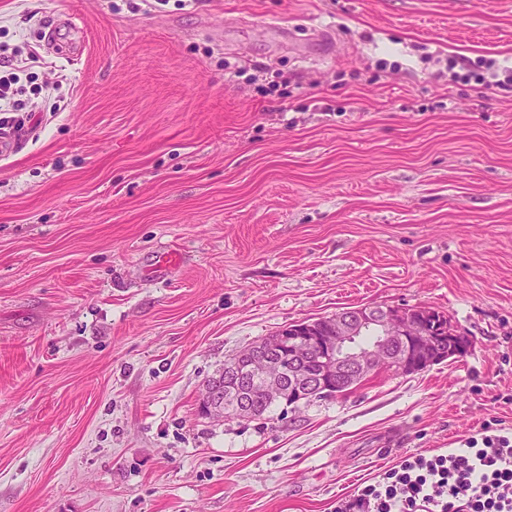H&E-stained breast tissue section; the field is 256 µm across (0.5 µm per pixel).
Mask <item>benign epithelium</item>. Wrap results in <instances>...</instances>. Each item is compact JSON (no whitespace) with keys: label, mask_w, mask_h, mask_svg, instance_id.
<instances>
[{"label":"benign epithelium","mask_w":512,"mask_h":512,"mask_svg":"<svg viewBox=\"0 0 512 512\" xmlns=\"http://www.w3.org/2000/svg\"><path fill=\"white\" fill-rule=\"evenodd\" d=\"M374 327L377 335L364 337ZM442 337L421 326L420 308L369 306L347 308L317 320L288 324L225 363L224 374L206 382L199 411L209 418H251V386L296 408L320 396L337 397L356 379L379 369L398 375L423 372L462 356L475 339L448 324V348Z\"/></svg>","instance_id":"7a95c632"}]
</instances>
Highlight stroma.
Returning a JSON list of instances; mask_svg holds the SVG:
<instances>
[{
    "label": "stroma",
    "mask_w": 512,
    "mask_h": 512,
    "mask_svg": "<svg viewBox=\"0 0 512 512\" xmlns=\"http://www.w3.org/2000/svg\"><path fill=\"white\" fill-rule=\"evenodd\" d=\"M31 52L0 154V512H335L512 434V90L448 73L512 68V0H0V78ZM367 305L476 345L199 414L239 352Z\"/></svg>",
    "instance_id": "obj_1"
}]
</instances>
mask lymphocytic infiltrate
I'll use <instances>...</instances> for the list:
<instances>
[{
  "label": "lymphocytic infiltrate",
  "instance_id": "1",
  "mask_svg": "<svg viewBox=\"0 0 512 512\" xmlns=\"http://www.w3.org/2000/svg\"><path fill=\"white\" fill-rule=\"evenodd\" d=\"M336 512H512V437L493 423L461 450L416 454L358 489Z\"/></svg>",
  "mask_w": 512,
  "mask_h": 512
}]
</instances>
